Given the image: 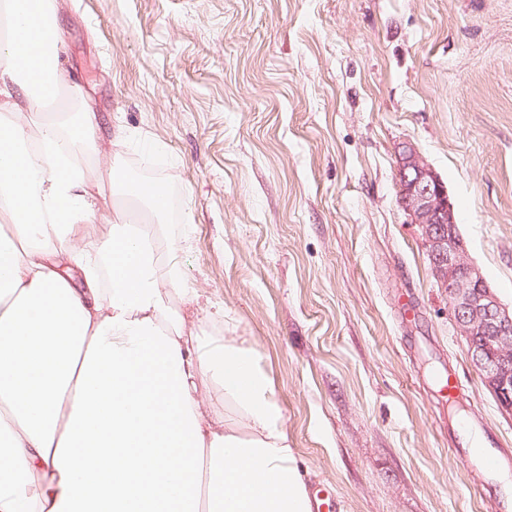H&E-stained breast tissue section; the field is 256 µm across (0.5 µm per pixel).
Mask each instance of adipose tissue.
<instances>
[{
    "mask_svg": "<svg viewBox=\"0 0 512 512\" xmlns=\"http://www.w3.org/2000/svg\"><path fill=\"white\" fill-rule=\"evenodd\" d=\"M0 6V512H312L260 353L181 310L167 185L91 181L97 115L38 112L56 0Z\"/></svg>",
    "mask_w": 512,
    "mask_h": 512,
    "instance_id": "adipose-tissue-1",
    "label": "adipose tissue"
}]
</instances>
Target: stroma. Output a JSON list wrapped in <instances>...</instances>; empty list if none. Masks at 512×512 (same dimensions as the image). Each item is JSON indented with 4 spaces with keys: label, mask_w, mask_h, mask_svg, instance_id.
<instances>
[{
    "label": "stroma",
    "mask_w": 512,
    "mask_h": 512,
    "mask_svg": "<svg viewBox=\"0 0 512 512\" xmlns=\"http://www.w3.org/2000/svg\"><path fill=\"white\" fill-rule=\"evenodd\" d=\"M100 120L91 173L149 169L175 259L264 357L309 488L339 512H512L448 425L512 416L457 334L399 201L413 144L512 306V0H58ZM134 145L113 147L116 131ZM419 314L401 322L397 302ZM455 368L441 397L433 374Z\"/></svg>",
    "instance_id": "stroma-1"
}]
</instances>
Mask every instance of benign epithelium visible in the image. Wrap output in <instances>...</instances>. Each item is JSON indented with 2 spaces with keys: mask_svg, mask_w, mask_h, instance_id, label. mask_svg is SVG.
Wrapping results in <instances>:
<instances>
[{
  "mask_svg": "<svg viewBox=\"0 0 512 512\" xmlns=\"http://www.w3.org/2000/svg\"><path fill=\"white\" fill-rule=\"evenodd\" d=\"M401 204L420 227L432 272L448 294L456 330L499 406L512 414V307L501 302L481 270L469 262L448 191L411 144L398 155Z\"/></svg>",
  "mask_w": 512,
  "mask_h": 512,
  "instance_id": "obj_1",
  "label": "benign epithelium"
}]
</instances>
